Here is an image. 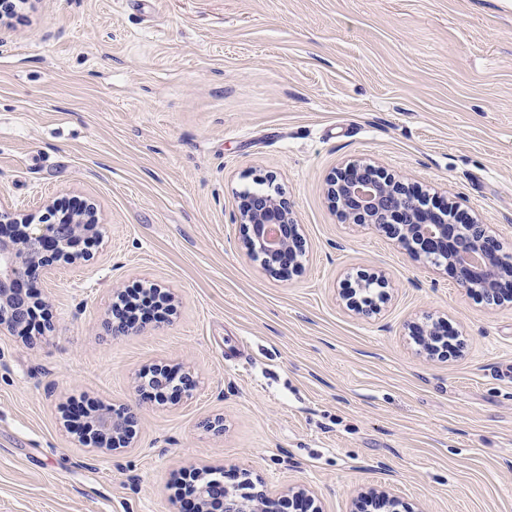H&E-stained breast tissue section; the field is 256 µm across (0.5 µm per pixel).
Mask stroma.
<instances>
[{
    "instance_id": "stroma-1",
    "label": "stroma",
    "mask_w": 512,
    "mask_h": 512,
    "mask_svg": "<svg viewBox=\"0 0 512 512\" xmlns=\"http://www.w3.org/2000/svg\"><path fill=\"white\" fill-rule=\"evenodd\" d=\"M354 160L512 250V0H25L1 23L0 197L92 201L103 240L38 282L50 331L0 340V512H183L182 478L238 468L322 512L371 488L512 512V304L344 223L325 179ZM265 177L309 244L286 276L239 250L237 196ZM379 272L391 299L361 319L342 292ZM149 285L169 309L108 332ZM428 312L460 343L434 362L409 329ZM161 363L192 396L141 389ZM123 403L135 448L79 443L68 410Z\"/></svg>"
}]
</instances>
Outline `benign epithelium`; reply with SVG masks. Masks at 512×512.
<instances>
[{
	"instance_id": "7a95c632",
	"label": "benign epithelium",
	"mask_w": 512,
	"mask_h": 512,
	"mask_svg": "<svg viewBox=\"0 0 512 512\" xmlns=\"http://www.w3.org/2000/svg\"><path fill=\"white\" fill-rule=\"evenodd\" d=\"M326 195L333 210L353 224L383 230L415 261L454 269L458 287L480 295L488 305L512 301V254L490 225L475 219L467 224H450L445 215L427 206L421 193L364 163H351L333 172L326 181ZM54 204L36 216L22 213L0 198V335L24 336L36 311L27 293L28 281L50 279L63 264H74L88 257L87 251H74L59 239L58 225L68 224L75 240L89 238L97 242L101 229L97 208L84 202L72 214L52 217ZM236 222L250 229L243 240L246 254L274 273L281 264L299 269L306 256V240L300 225L294 223L292 210L284 193L272 180L259 178L256 188L239 193ZM378 292L366 294L357 288L347 297L348 305L362 318L370 319L388 301L382 275L362 276ZM104 326L114 335H125L139 326L120 316L112 305ZM419 346L426 358L448 356V325L426 318L414 324ZM137 413L129 405L112 406L97 412L91 425L80 435L84 446L116 450L130 445ZM210 470L196 471L187 485L189 498L197 502L194 512H264L266 504L277 505L276 512L304 500L309 512H322L315 506V496L304 486H292L277 498L268 494L261 477H252L246 469L234 473L237 482L227 484Z\"/></svg>"
}]
</instances>
